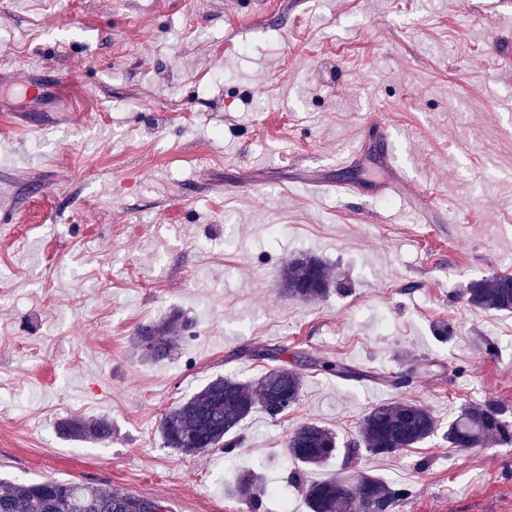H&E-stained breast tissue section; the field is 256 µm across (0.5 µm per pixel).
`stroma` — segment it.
Instances as JSON below:
<instances>
[{
	"label": "stroma",
	"instance_id": "35a3bbf8",
	"mask_svg": "<svg viewBox=\"0 0 512 512\" xmlns=\"http://www.w3.org/2000/svg\"><path fill=\"white\" fill-rule=\"evenodd\" d=\"M0 0V92L18 72L72 77L71 102L0 114V482H83L162 512H248L237 474L262 470L265 512H308L288 435L313 421L345 439L374 404L426 405L440 433L360 470L409 485L398 512H512V446L449 447L464 403L512 407V315L466 304L512 256V0ZM397 165L440 193L430 222L392 195L306 189L354 168L381 174L368 118ZM350 288L278 295L295 254ZM175 352L131 339L169 312ZM451 322L440 341L434 326ZM496 343L487 354L485 342ZM341 358L306 370L299 402L254 412L235 456L162 444V414L212 378ZM410 376L400 389L378 373ZM106 416L112 438L60 436L58 419ZM307 365L315 368L317 372H321L327 376L341 378V379H353L363 376V374L354 368L351 364L343 360H313L309 359Z\"/></svg>",
	"mask_w": 512,
	"mask_h": 512
}]
</instances>
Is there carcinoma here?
Wrapping results in <instances>:
<instances>
[{"label":"carcinoma","mask_w":512,"mask_h":512,"mask_svg":"<svg viewBox=\"0 0 512 512\" xmlns=\"http://www.w3.org/2000/svg\"><path fill=\"white\" fill-rule=\"evenodd\" d=\"M335 284L337 276L323 259L299 254L280 270L278 292L317 302L326 298ZM465 299L475 309L512 312V275L495 274L471 281ZM185 327L179 312L143 324L134 337L135 349L145 359L161 361L179 343ZM307 365L331 377L362 376L343 360L310 359ZM303 382L302 374L288 367L270 368L248 381L233 375L217 376L163 414L159 424L163 445L185 454L218 449L232 455L243 444L235 432L238 425L257 410L272 419L287 413L297 404ZM58 429L74 439L105 442L112 438V423L105 417L66 418L58 423ZM438 429V420L427 407L411 399H396L372 407L355 437L342 449L333 432L314 422L293 430L286 445L291 459L303 469L322 466L338 454L342 455V466L350 469L364 453L393 455L423 443ZM446 438L451 448H478L488 442L510 445L512 421L496 400L468 403L448 423ZM232 491L246 502L249 512H263L265 497L274 493L254 471L237 476ZM304 494L310 512H395L397 503L409 496L410 490L355 471L311 483ZM150 506L157 503L87 483L13 482L0 490V512H147Z\"/></svg>","instance_id":"carcinoma-1"}]
</instances>
